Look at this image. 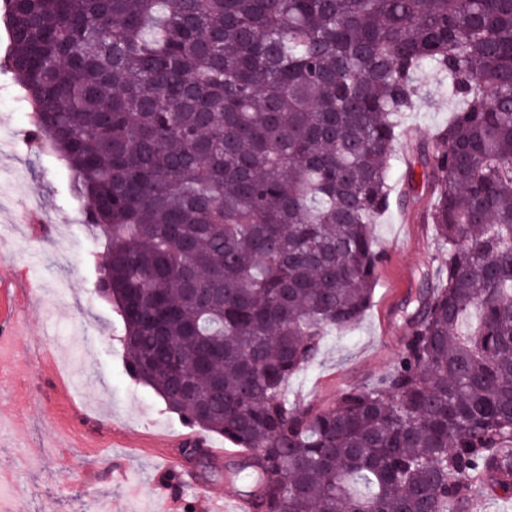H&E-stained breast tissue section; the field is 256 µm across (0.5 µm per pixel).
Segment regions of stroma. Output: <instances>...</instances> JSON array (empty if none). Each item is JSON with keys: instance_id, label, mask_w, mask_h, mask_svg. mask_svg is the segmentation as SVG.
<instances>
[{"instance_id": "35a3bbf8", "label": "stroma", "mask_w": 512, "mask_h": 512, "mask_svg": "<svg viewBox=\"0 0 512 512\" xmlns=\"http://www.w3.org/2000/svg\"><path fill=\"white\" fill-rule=\"evenodd\" d=\"M12 74L0 73V267L27 270L9 299L25 325L12 332L0 315V337L11 339L13 362L0 363V464H16L11 483L0 485V512H211L214 501L231 512L223 476L183 486L165 468L155 443L184 434L182 419L169 412L150 388L127 372L120 343L122 321L100 297L95 282L105 253L85 224L61 158L28 145L29 114ZM457 104L447 95L422 102L401 119L411 138L398 148L391 172L393 203L372 233L385 254L373 306L344 336H327L317 361L288 382V399L330 405L343 386L364 383L388 369L405 334L404 306L414 298L423 273L442 259L439 241L420 216L423 199L398 200L407 183L405 159L417 140L431 139L451 120ZM37 223H21L24 209ZM37 293H24L26 280ZM57 366L46 382L43 354ZM84 414L102 435L103 449L74 438L68 467L49 445L70 433L69 421ZM124 478L113 481V468Z\"/></svg>"}]
</instances>
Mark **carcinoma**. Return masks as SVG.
Listing matches in <instances>:
<instances>
[{
  "label": "carcinoma",
  "mask_w": 512,
  "mask_h": 512,
  "mask_svg": "<svg viewBox=\"0 0 512 512\" xmlns=\"http://www.w3.org/2000/svg\"><path fill=\"white\" fill-rule=\"evenodd\" d=\"M8 70L104 242L129 375L247 449L251 512H462L512 496V0H8ZM448 259L387 371L288 380L373 303L399 122Z\"/></svg>",
  "instance_id": "1"
}]
</instances>
